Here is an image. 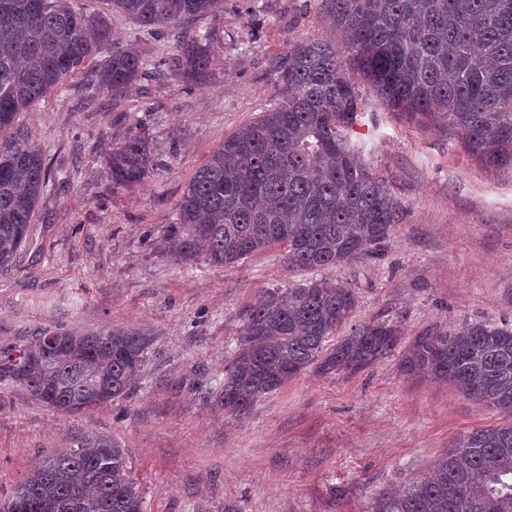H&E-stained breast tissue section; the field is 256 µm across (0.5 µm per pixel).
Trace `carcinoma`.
Segmentation results:
<instances>
[{
	"mask_svg": "<svg viewBox=\"0 0 512 512\" xmlns=\"http://www.w3.org/2000/svg\"><path fill=\"white\" fill-rule=\"evenodd\" d=\"M140 27L171 33L176 53L150 63L132 45L93 63L108 35L98 13L71 0H0V269L27 244L51 181L19 113L79 75L87 96L121 93L162 66L195 81L208 76L210 38L188 27L224 11V0H108ZM332 28L382 103L448 125L464 152L512 173V0H322ZM273 69L282 95L254 123L224 138L175 204L157 252L180 264L231 267L275 244L289 269L329 270L374 260L387 249L400 205L385 179L358 160L348 131L363 105L336 46L308 39ZM112 184L133 186L158 166L150 140L127 136L108 153ZM353 288L323 277L266 292L238 331V345L212 388L224 410L245 414L312 368L356 373L403 349L402 368L426 373L509 416L459 435L434 476L383 491L374 512H512V327L465 323L428 331L405 347L389 321L360 323ZM48 336L61 338L46 343ZM149 337L104 328H43L26 344L0 348V381L64 413L106 405L130 389ZM142 512L138 478L110 437L85 435L70 451L40 460L0 512Z\"/></svg>",
	"mask_w": 512,
	"mask_h": 512,
	"instance_id": "obj_1",
	"label": "carcinoma"
}]
</instances>
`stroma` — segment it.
<instances>
[{
  "instance_id": "obj_1",
  "label": "stroma",
  "mask_w": 512,
  "mask_h": 512,
  "mask_svg": "<svg viewBox=\"0 0 512 512\" xmlns=\"http://www.w3.org/2000/svg\"><path fill=\"white\" fill-rule=\"evenodd\" d=\"M84 6L109 12L105 0ZM109 14L98 59L125 45L153 60L174 54L165 37ZM192 27L214 38L203 81L165 70L84 107L72 77L21 115L52 181L26 248L0 270V346L56 325L138 330L150 344L126 395L75 415L0 383V502L39 459L95 432L125 448L144 512H366L381 491L427 475L454 437L505 418L430 375H404L397 353L352 375L304 371L243 416L207 394L251 306L312 274L287 269L281 245L222 269L162 259L155 239L224 137L280 97L275 57L308 38L347 49L321 0H224ZM352 77L364 105L350 136L402 212L381 258L327 272L354 289V323L392 321L406 342L467 322L512 325V175L469 157L438 120L387 109L360 72ZM131 134L148 136L159 165L119 187L103 158Z\"/></svg>"
}]
</instances>
